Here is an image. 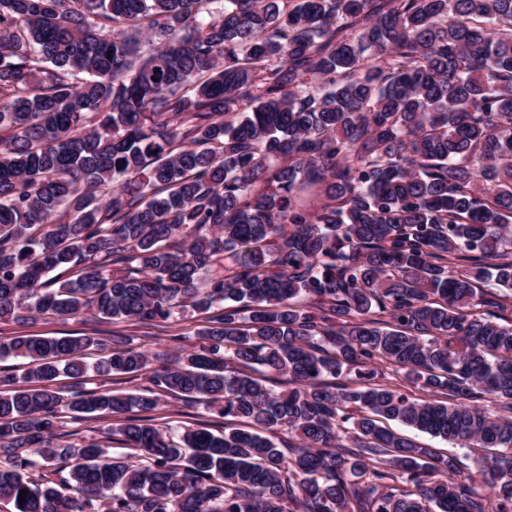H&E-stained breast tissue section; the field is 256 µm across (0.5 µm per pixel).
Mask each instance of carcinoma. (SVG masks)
I'll list each match as a JSON object with an SVG mask.
<instances>
[{"mask_svg":"<svg viewBox=\"0 0 512 512\" xmlns=\"http://www.w3.org/2000/svg\"><path fill=\"white\" fill-rule=\"evenodd\" d=\"M511 223L512 0H0V319L209 314L158 366L119 334L0 340L28 359L0 499L512 512ZM91 347L153 388L63 394ZM164 396L240 426L175 441ZM66 412L127 452L52 445Z\"/></svg>","mask_w":512,"mask_h":512,"instance_id":"obj_1","label":"carcinoma"}]
</instances>
